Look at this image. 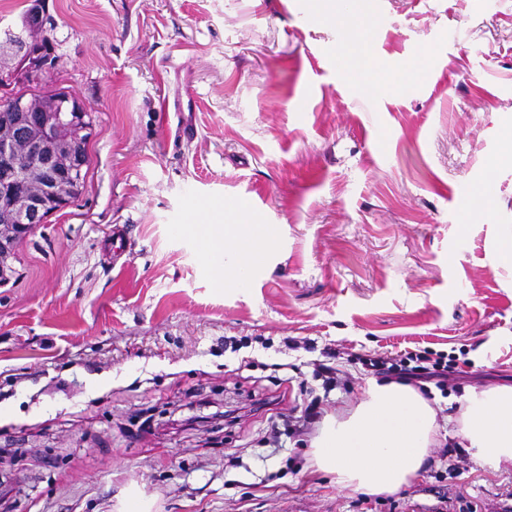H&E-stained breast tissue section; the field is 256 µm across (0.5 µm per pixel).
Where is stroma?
Listing matches in <instances>:
<instances>
[{"label": "stroma", "instance_id": "1", "mask_svg": "<svg viewBox=\"0 0 512 512\" xmlns=\"http://www.w3.org/2000/svg\"><path fill=\"white\" fill-rule=\"evenodd\" d=\"M36 3L57 59L16 88L76 94L92 127L81 194L0 284V512H119L133 484L152 512L512 505V464L481 466L456 433L471 389L512 384V0H360L382 90L325 0H0V21ZM481 187L490 213L467 217ZM244 196L277 244L226 288L182 227ZM326 347L469 362L429 399L438 441L410 488L341 490L311 469V435L270 443L279 394L327 415L361 401L362 368L330 391L315 377Z\"/></svg>", "mask_w": 512, "mask_h": 512}]
</instances>
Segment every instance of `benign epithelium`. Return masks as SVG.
Returning a JSON list of instances; mask_svg holds the SVG:
<instances>
[{"label":"benign epithelium","mask_w":512,"mask_h":512,"mask_svg":"<svg viewBox=\"0 0 512 512\" xmlns=\"http://www.w3.org/2000/svg\"><path fill=\"white\" fill-rule=\"evenodd\" d=\"M86 131V108L69 92L55 96L49 112H32L23 96L0 108V279L12 272L17 244L49 207L63 208L77 190L89 159L80 149ZM40 162L45 178L39 191H29L15 142Z\"/></svg>","instance_id":"benign-epithelium-1"}]
</instances>
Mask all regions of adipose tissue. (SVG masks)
I'll return each instance as SVG.
<instances>
[{
    "instance_id": "1",
    "label": "adipose tissue",
    "mask_w": 512,
    "mask_h": 512,
    "mask_svg": "<svg viewBox=\"0 0 512 512\" xmlns=\"http://www.w3.org/2000/svg\"><path fill=\"white\" fill-rule=\"evenodd\" d=\"M241 213V206H227L209 214L207 223L186 227L203 242V256L219 282L234 288L238 271L261 263L276 243L271 225L241 221ZM436 421V410L412 386L368 381L355 408L322 421L310 465L334 475L342 490L400 492L418 480L436 441ZM458 433L481 464L512 463V385L469 392Z\"/></svg>"
}]
</instances>
